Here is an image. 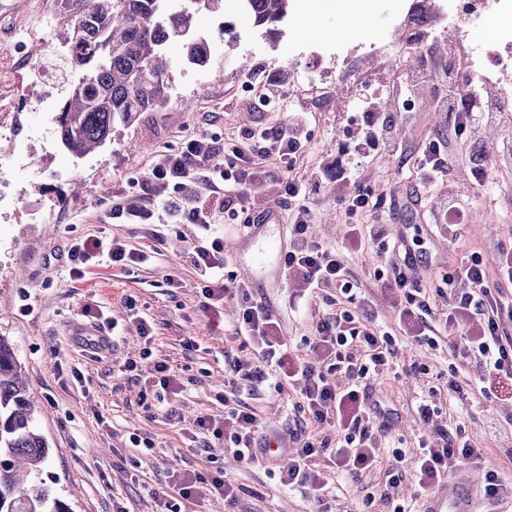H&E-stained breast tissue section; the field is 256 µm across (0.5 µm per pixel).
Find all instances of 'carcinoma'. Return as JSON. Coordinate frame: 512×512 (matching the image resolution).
I'll list each match as a JSON object with an SVG mask.
<instances>
[{
	"label": "carcinoma",
	"mask_w": 512,
	"mask_h": 512,
	"mask_svg": "<svg viewBox=\"0 0 512 512\" xmlns=\"http://www.w3.org/2000/svg\"><path fill=\"white\" fill-rule=\"evenodd\" d=\"M252 26L267 36L281 34L290 0H249ZM224 10V0H184L172 13L167 0H83L67 22L72 45L68 63L79 79L63 101L57 136L74 157L102 146L118 123L169 97L167 55L173 44L180 63L210 64L209 37L197 18ZM37 409L13 345L0 336V512H71L46 478L50 454L36 427Z\"/></svg>",
	"instance_id": "obj_1"
}]
</instances>
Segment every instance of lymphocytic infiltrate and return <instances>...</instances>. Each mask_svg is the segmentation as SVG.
<instances>
[{
	"label": "lymphocytic infiltrate",
	"mask_w": 512,
	"mask_h": 512,
	"mask_svg": "<svg viewBox=\"0 0 512 512\" xmlns=\"http://www.w3.org/2000/svg\"><path fill=\"white\" fill-rule=\"evenodd\" d=\"M459 74L456 65L442 69L438 78L448 93L436 98L435 104L437 111L454 113V130L461 133L483 122L486 108L478 104L473 84L460 81ZM309 133L307 113L296 112L279 124L244 130L240 141L221 149L205 135L186 139L163 151L147 172L132 177L138 193L113 203L107 217L116 224H147L157 214L171 224H215L233 202L256 210V203L246 199L247 186L263 160L277 161L285 173L283 189L290 202L282 273L298 285L292 308L304 315L316 303L326 306L321 316L313 318L310 338L300 345L283 336L278 318L253 299L247 283L229 272L230 258L220 239L191 244L184 260L201 284L202 312L215 313L229 300L236 304L237 317L225 334L250 355L228 359L227 383L273 378L276 389L287 392L304 414L305 425L284 433L265 430L253 410L227 396L223 417L195 419L193 440L202 448L209 447L211 440H225L238 461L268 469H276L280 453L290 452L288 467L276 469L279 485L324 492L327 470H334L342 483L373 471L383 459L381 438L395 412L383 406L371 382L392 367L398 341L448 349L462 362L479 364L489 379L510 383V391L498 398L496 413L501 423L512 427V335L505 330L512 324V297L491 283L475 253L444 275L440 287H421L413 275L416 254L405 239L391 240L380 224H354L349 230L354 245L375 249L386 265L376 278L394 309L395 322L390 328L380 326L335 245L313 232L310 200L317 183L296 170L298 159L309 152ZM219 150L224 153L220 167L211 162ZM414 164L425 187L451 171L448 154L436 138L423 142ZM152 182L170 185L171 193L146 199L143 191ZM151 240L143 250L116 240H72L66 255L69 278L82 279L93 261L130 271L158 253L161 231L153 230ZM136 330L144 346L139 358L127 359L120 371L140 385L141 398H152L156 408H165L169 396L183 388L181 375L166 361L154 359V328L148 318L137 316ZM393 456L399 467L390 472L389 485L413 477L420 497L430 494L459 463L477 464L482 459L480 449L454 437L443 424L435 425L433 437L420 440L416 456L409 458L398 450ZM204 480L226 502L235 500L238 487L225 479L223 471L203 475L185 469L171 476L178 499L167 503V512H181V501L190 499L195 484Z\"/></svg>",
	"instance_id": "obj_1"
}]
</instances>
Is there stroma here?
<instances>
[{"label":"stroma","mask_w":512,"mask_h":512,"mask_svg":"<svg viewBox=\"0 0 512 512\" xmlns=\"http://www.w3.org/2000/svg\"><path fill=\"white\" fill-rule=\"evenodd\" d=\"M411 0H368L365 21H348L351 0H292L290 25L278 41L256 33L232 45H221L219 68L195 69L175 64L168 76V102L142 113L131 125H116L112 139L78 159L62 148L41 151L34 159L11 165L9 175L22 196L18 208L0 215V336L16 348L30 392L39 403L37 422L45 435L50 458L47 471L72 512H162L168 500L169 476L189 468L204 474L223 469L241 484L235 505L225 506L210 483L197 484L182 512H322L325 493L307 488L286 490L266 468L248 467L225 452L222 444L196 448L191 423L196 416L222 415L218 392L224 389V357L239 355L237 344L225 339L199 309L198 279L183 261V252L199 231L188 224L165 226V243L152 262L126 273L105 265L88 266L79 283H71L61 255L70 240L97 236L119 238L132 248L149 245L141 224L105 222L103 210L113 197L127 195L130 178L155 161L161 147H177L189 137L206 133L218 142L238 138L248 128L287 119L293 112L310 115L311 153L300 158V169H322L320 190L311 201L314 233L336 244L360 288L373 300L377 319L391 323V304L374 278L380 258L352 246L346 235L343 197L349 186L342 175L357 157H364L361 183L385 195L384 208L357 216L360 224H384L391 234L405 236L421 256L416 278L422 287L440 284L449 265L478 253L489 273H496L503 253L512 252V156L500 160L497 150L512 143V133L498 134L489 125L458 135L454 116L433 109L447 94L435 74L448 62L471 64L468 36L439 35L429 40L415 64L403 49L406 33L393 31L389 44L377 47L383 11L407 10ZM314 36H306L303 25ZM323 47L326 55L309 71L306 54ZM422 82L406 112L390 109L404 97L407 75ZM285 100L281 112H263L253 103L258 96ZM397 130L402 146L394 154L373 139L381 124ZM429 137L443 140L451 173L430 189L432 196L469 200L467 223L436 224L429 203H416L422 188L412 173V156ZM486 146L492 164L491 180L479 190L470 183L474 145ZM180 280L171 288L168 277ZM256 299L278 317L284 336L300 340L310 323L288 307L289 288L277 282L272 270L258 275ZM132 294L138 310L146 311L154 331V356L169 360L184 377L185 389L172 405L182 416L173 422L157 409L144 408L138 389L116 370L128 357L138 356L141 340L123 294ZM29 312H22V303ZM116 321L111 349L95 358L77 347L74 336L91 332L81 316L84 305ZM402 370L386 372L374 387L382 401L398 413L388 435L393 446L415 454L418 440L429 428L417 405L429 388H445L449 375L474 380L475 366L453 371L447 353L400 345ZM80 379H73L72 370ZM237 398L256 411L271 428L292 426L285 395L270 386L241 389ZM494 403L477 391H466L454 406L455 423L483 453L481 466L461 463L452 478L472 480L495 470L512 480V435L494 429ZM150 439V454H132L131 434ZM384 468L350 482L335 502L337 512H393L412 505L422 512L424 500L414 499L405 481L386 488Z\"/></svg>","instance_id":"1"}]
</instances>
